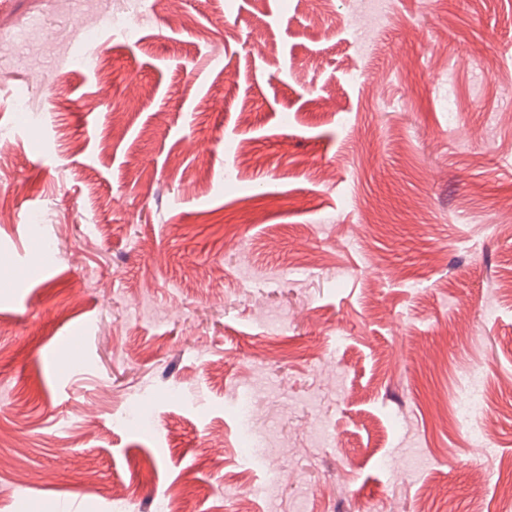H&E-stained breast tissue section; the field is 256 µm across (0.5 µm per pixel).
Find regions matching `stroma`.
<instances>
[{
  "mask_svg": "<svg viewBox=\"0 0 512 512\" xmlns=\"http://www.w3.org/2000/svg\"><path fill=\"white\" fill-rule=\"evenodd\" d=\"M94 7L0 0L43 18L0 66V127L36 107L0 163V512H502L512 0H182L180 31L143 0L97 71ZM481 374V369L476 367L466 374L465 383L462 387L463 398L459 407V417L462 424L471 425L472 430L476 433L479 443L484 438V428L477 427L478 421L481 419L485 409L484 396L473 391V385ZM257 396L254 393L244 395L236 404L240 417L239 443L246 459L253 465H263L267 453L266 443L255 432L252 426L254 407Z\"/></svg>",
  "mask_w": 512,
  "mask_h": 512,
  "instance_id": "stroma-1",
  "label": "stroma"
}]
</instances>
